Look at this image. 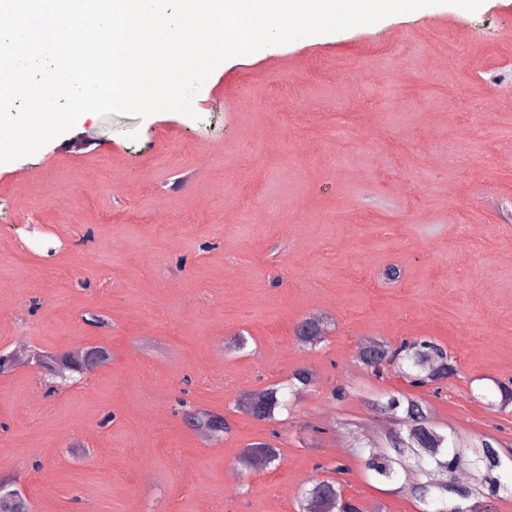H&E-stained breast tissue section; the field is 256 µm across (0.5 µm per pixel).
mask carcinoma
<instances>
[{
    "mask_svg": "<svg viewBox=\"0 0 512 512\" xmlns=\"http://www.w3.org/2000/svg\"><path fill=\"white\" fill-rule=\"evenodd\" d=\"M327 321L319 315L301 320L295 328V337L304 347H315L322 341ZM358 362L372 374H384L390 365L403 366L402 374L412 386L429 382L439 383L454 374V365L448 352L426 340L405 339L391 345L374 339L358 351ZM295 390H303L314 382V374L307 368L295 370L290 377ZM284 400L275 387H266L248 398L244 409L254 419L272 421ZM378 413L392 418H409L412 423L403 431H390L384 438L358 449L365 469L379 482H393L401 477L411 479L408 490L412 497L425 506L423 512H466L465 504H483L500 493H512V455L503 458L496 440L483 436L465 442L453 432L437 430L430 419L428 408L406 392L389 391L375 400ZM198 429L219 437L229 429L225 417L199 410L189 415ZM246 457L262 467L281 461L280 450L270 443L252 444L244 452ZM469 470L474 481L459 487L458 473ZM299 512H363L355 502L343 496L339 481L313 478L299 492Z\"/></svg>",
    "mask_w": 512,
    "mask_h": 512,
    "instance_id": "carcinoma-1",
    "label": "carcinoma"
}]
</instances>
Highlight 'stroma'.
I'll list each match as a JSON object with an SVG mask.
<instances>
[{
    "label": "stroma",
    "instance_id": "35a3bbf8",
    "mask_svg": "<svg viewBox=\"0 0 512 512\" xmlns=\"http://www.w3.org/2000/svg\"><path fill=\"white\" fill-rule=\"evenodd\" d=\"M194 107L82 118L0 163V354L111 353L64 382L26 361L0 374V481L32 512H298L340 463L365 512H421L353 453L389 390L512 450V407L494 405L512 379V0L228 59ZM313 313L331 329L308 349L294 330ZM368 337L432 340L457 373L373 376ZM300 367L316 382L276 421L239 410ZM201 408L223 438L188 423ZM263 441L280 465L237 471Z\"/></svg>",
    "mask_w": 512,
    "mask_h": 512
}]
</instances>
